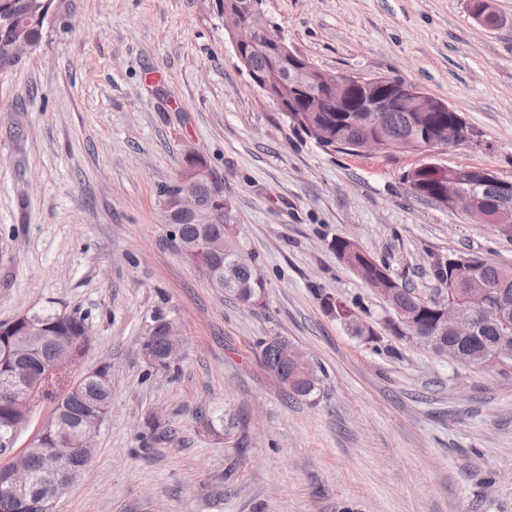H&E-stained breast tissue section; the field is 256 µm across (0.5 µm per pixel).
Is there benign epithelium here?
I'll use <instances>...</instances> for the list:
<instances>
[{"mask_svg":"<svg viewBox=\"0 0 512 512\" xmlns=\"http://www.w3.org/2000/svg\"><path fill=\"white\" fill-rule=\"evenodd\" d=\"M264 0H249L238 8H224L220 17L224 22V31L233 46L236 57L245 69L251 83L260 92L270 96L280 89L285 93L284 100L290 102L296 96H302L308 104V111L322 112L326 107L353 100L360 105L356 123L363 127L365 133L352 140L349 150L356 153L382 152L390 137L388 127L393 108L384 94V81L381 78L363 77L348 72H327L313 66L295 48L290 46L281 35H272L267 29V20L263 9ZM268 37L277 48L278 60L263 72H251L246 51L255 47ZM396 95L403 104L405 112H441L449 110L448 104L436 99L410 83L397 85ZM471 133L461 120L448 123L447 131L438 136H430L419 143L418 149L429 153H438L450 146L467 143ZM427 168L434 171L440 180L441 188L435 205L450 210H458L477 220L479 224H497L500 233L506 237L512 235V211L501 208L493 213L483 200L471 194L473 185H492L499 198L512 199V182L499 178L489 168L472 166L450 167L440 171L435 165ZM211 181L206 170H199L190 180L181 179L173 191L164 194L163 210L166 217L173 215L188 216L196 224H215L218 212L203 195L202 187ZM438 313L436 326L443 332H449L460 339L472 338L489 326L504 323L509 314V304L503 299L494 305H486L479 298L470 297L468 312L460 307L450 296H441L432 300ZM398 316V322L411 329L419 330L417 311H408L391 301ZM283 357L293 362L302 376L317 384L319 377L314 366L288 341H278ZM436 352L445 354L452 361L464 365L474 364L479 367L490 365H512V343L501 339L490 347H481L474 357L466 359L460 350L446 343L436 345ZM80 363L62 354L55 364L45 367V375L65 370L74 373ZM39 379L34 373L19 369L15 375L14 386L6 389L10 403L23 413L24 422H29L34 409L39 404L36 392ZM84 422L88 428L83 439L75 448V459L64 464L54 460L48 449L41 447L43 435L37 434L29 446L13 455L8 467L0 470V492L13 499L26 501L32 497L34 475L29 460L41 461L44 473L45 493L39 498L35 507L38 512H52L55 500L62 496L77 480L81 468L89 462L92 443L105 423V416L95 411L88 413Z\"/></svg>","mask_w":512,"mask_h":512,"instance_id":"benign-epithelium-1","label":"benign epithelium"}]
</instances>
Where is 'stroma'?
<instances>
[{
  "label": "stroma",
  "instance_id": "35a3bbf8",
  "mask_svg": "<svg viewBox=\"0 0 512 512\" xmlns=\"http://www.w3.org/2000/svg\"><path fill=\"white\" fill-rule=\"evenodd\" d=\"M478 24L470 0H266L321 69L401 78L479 140L447 165L512 181V0ZM222 183L231 240L265 280L249 309L166 241L159 196L189 155ZM422 152H328L296 135L242 71L206 0H64L42 45L0 74V321L84 318L83 370L112 406L52 512H512V368L454 363L394 336V314L332 244L351 239L426 297L433 257L512 263L488 224L410 195ZM343 302L364 335L325 312ZM182 348L152 368L155 310ZM287 338L318 371L286 398L258 343ZM242 426L211 432L206 414ZM175 429L144 451L148 420Z\"/></svg>",
  "mask_w": 512,
  "mask_h": 512
}]
</instances>
